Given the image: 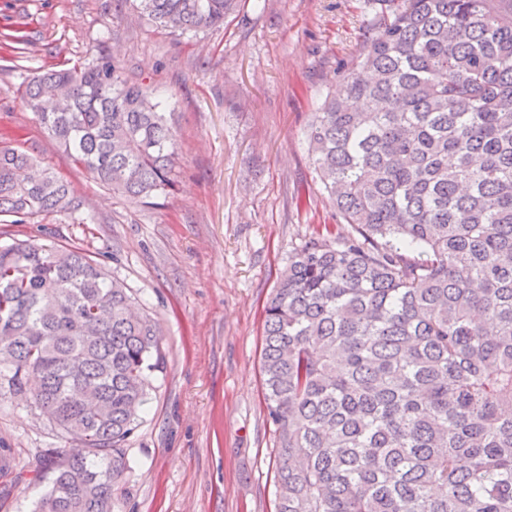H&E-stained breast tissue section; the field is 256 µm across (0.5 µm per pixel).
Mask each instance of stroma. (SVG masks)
Returning <instances> with one entry per match:
<instances>
[{
	"instance_id": "35a3bbf8",
	"label": "stroma",
	"mask_w": 512,
	"mask_h": 512,
	"mask_svg": "<svg viewBox=\"0 0 512 512\" xmlns=\"http://www.w3.org/2000/svg\"><path fill=\"white\" fill-rule=\"evenodd\" d=\"M381 18L373 0H239L222 26L173 35L130 0H0V145L67 181L94 217L0 221V243L79 247L161 330L165 368L125 443L114 512H276L263 305L292 249L332 222L306 130ZM171 100L176 185L142 205L73 164L22 98L28 78L100 55ZM68 441L27 395L0 394V512H31Z\"/></svg>"
}]
</instances>
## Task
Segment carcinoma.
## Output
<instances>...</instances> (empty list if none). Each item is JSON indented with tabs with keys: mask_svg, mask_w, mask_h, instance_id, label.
Instances as JSON below:
<instances>
[{
	"mask_svg": "<svg viewBox=\"0 0 512 512\" xmlns=\"http://www.w3.org/2000/svg\"><path fill=\"white\" fill-rule=\"evenodd\" d=\"M171 33L237 0H134ZM322 103L308 153L330 224L264 307L276 512H512V0H401ZM28 110L102 186L174 184L167 101L101 55L32 77ZM0 146V216L82 202ZM418 253L424 259H416ZM80 248L0 246V385L67 435L35 512H112L123 448L164 360L155 322Z\"/></svg>",
	"mask_w": 512,
	"mask_h": 512,
	"instance_id": "cac0c4a2",
	"label": "carcinoma"
}]
</instances>
